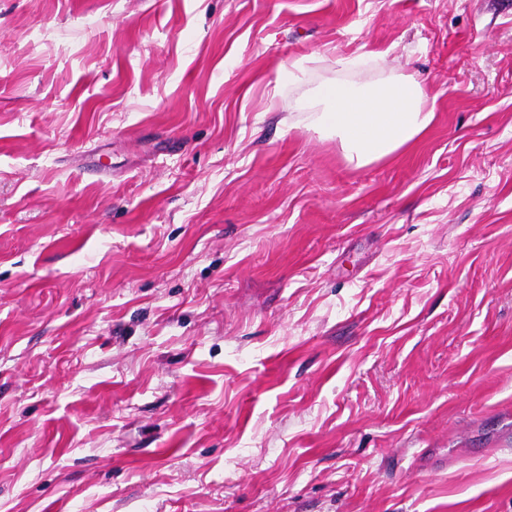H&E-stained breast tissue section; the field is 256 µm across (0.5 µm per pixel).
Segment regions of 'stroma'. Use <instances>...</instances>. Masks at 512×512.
Wrapping results in <instances>:
<instances>
[{
	"label": "stroma",
	"instance_id": "obj_1",
	"mask_svg": "<svg viewBox=\"0 0 512 512\" xmlns=\"http://www.w3.org/2000/svg\"><path fill=\"white\" fill-rule=\"evenodd\" d=\"M0 512H512V0H0ZM434 103L418 77L399 75L360 85L336 82L299 99L297 108L336 135L347 162L359 168L421 136L434 121Z\"/></svg>",
	"mask_w": 512,
	"mask_h": 512
}]
</instances>
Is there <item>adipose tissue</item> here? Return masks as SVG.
I'll list each match as a JSON object with an SVG mask.
<instances>
[{"mask_svg":"<svg viewBox=\"0 0 512 512\" xmlns=\"http://www.w3.org/2000/svg\"><path fill=\"white\" fill-rule=\"evenodd\" d=\"M434 103L418 77L399 75L329 85L299 99L297 107L336 135L347 162L359 168L394 156L421 136L434 121Z\"/></svg>","mask_w":512,"mask_h":512,"instance_id":"ef3b65f1","label":"adipose tissue"}]
</instances>
